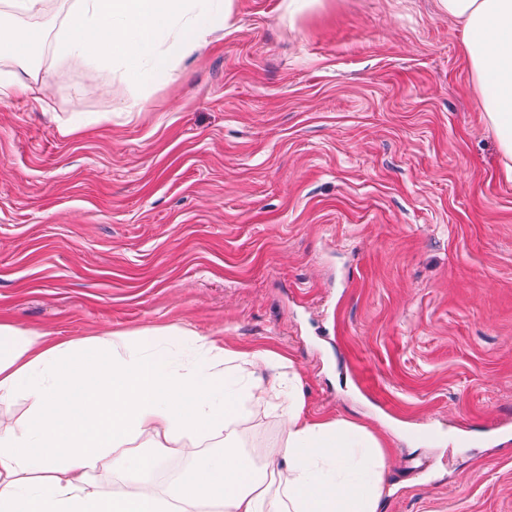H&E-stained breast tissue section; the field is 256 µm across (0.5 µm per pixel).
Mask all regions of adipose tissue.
Listing matches in <instances>:
<instances>
[{"label": "adipose tissue", "instance_id": "1", "mask_svg": "<svg viewBox=\"0 0 512 512\" xmlns=\"http://www.w3.org/2000/svg\"><path fill=\"white\" fill-rule=\"evenodd\" d=\"M0 89L28 94L8 62L27 52L17 15L44 12L46 0H1ZM460 30L473 90L493 132L502 170L512 181V0H439ZM205 37L190 0H73L53 35L62 58L123 59L142 79L196 48L182 32ZM176 37L157 47L160 30ZM274 355L210 351L178 370L162 331H140L111 346L107 359L69 340L51 345L0 323V403L24 398L32 413L19 427L0 424V512H192L208 501L224 512H378L387 489L379 438L345 418H307L300 377L267 384L254 378ZM280 402L284 443L263 470L225 423L246 401ZM186 435L220 437L219 450L199 456L166 494L153 489L158 451ZM113 472L137 493L103 495L91 471Z\"/></svg>", "mask_w": 512, "mask_h": 512}]
</instances>
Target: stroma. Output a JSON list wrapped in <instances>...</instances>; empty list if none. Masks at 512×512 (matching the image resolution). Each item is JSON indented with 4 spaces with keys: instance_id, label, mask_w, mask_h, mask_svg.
<instances>
[{
    "instance_id": "stroma-1",
    "label": "stroma",
    "mask_w": 512,
    "mask_h": 512,
    "mask_svg": "<svg viewBox=\"0 0 512 512\" xmlns=\"http://www.w3.org/2000/svg\"><path fill=\"white\" fill-rule=\"evenodd\" d=\"M287 3L235 0L138 83L54 57L67 0L17 17L46 105L0 96V323L271 352L256 377L299 374L309 417L381 437L380 512H512V182L459 29L438 0ZM229 430L275 450L283 411ZM212 450L170 445L158 492Z\"/></svg>"
}]
</instances>
